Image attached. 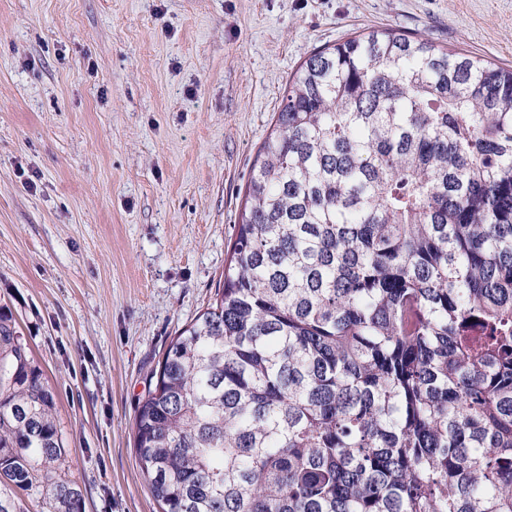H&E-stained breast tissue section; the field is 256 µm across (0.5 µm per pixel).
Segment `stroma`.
<instances>
[{"label": "stroma", "instance_id": "obj_1", "mask_svg": "<svg viewBox=\"0 0 512 512\" xmlns=\"http://www.w3.org/2000/svg\"><path fill=\"white\" fill-rule=\"evenodd\" d=\"M396 29L512 69V0H0V312L84 512H159L134 418L212 301L289 76Z\"/></svg>", "mask_w": 512, "mask_h": 512}]
</instances>
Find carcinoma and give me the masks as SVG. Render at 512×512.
<instances>
[{
	"label": "carcinoma",
	"mask_w": 512,
	"mask_h": 512,
	"mask_svg": "<svg viewBox=\"0 0 512 512\" xmlns=\"http://www.w3.org/2000/svg\"><path fill=\"white\" fill-rule=\"evenodd\" d=\"M152 378L159 512H512V70L387 29L308 56ZM54 405L0 313V512H81Z\"/></svg>",
	"instance_id": "1"
}]
</instances>
